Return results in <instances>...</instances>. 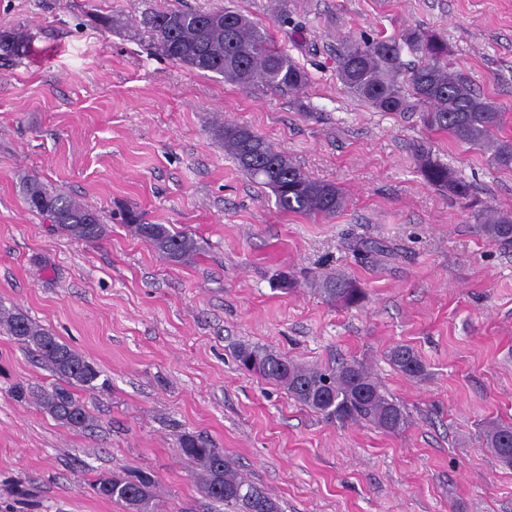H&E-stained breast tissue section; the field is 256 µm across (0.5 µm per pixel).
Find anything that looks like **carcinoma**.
Returning a JSON list of instances; mask_svg holds the SVG:
<instances>
[{
	"instance_id": "1",
	"label": "carcinoma",
	"mask_w": 512,
	"mask_h": 512,
	"mask_svg": "<svg viewBox=\"0 0 512 512\" xmlns=\"http://www.w3.org/2000/svg\"><path fill=\"white\" fill-rule=\"evenodd\" d=\"M140 24L158 54L193 70L215 73L238 85L290 93L308 84L307 73L275 46L267 30L237 10H153L142 15ZM405 51L416 57L408 68L402 59ZM447 57L448 43L443 37L408 27L386 39L345 42L337 76L349 93L376 110L408 112L417 107L428 129L483 150L493 165L512 169V140L498 137L502 112L476 92L465 75L450 69ZM214 134L243 173L272 190L281 211L331 218L344 207L345 195L338 186L306 174L249 126L222 122ZM415 156L428 184L453 197L470 195L469 185L424 145H417ZM22 190L28 208L49 217L68 238L99 239L106 234V225L92 206L48 189L37 177L25 179ZM482 226L491 241L512 246V216L495 212L485 217ZM127 229L169 262L188 261L198 250L192 236L163 224H144L135 215L130 216ZM319 293L347 306H356L365 298L356 282L343 274L327 278ZM0 325L37 352L66 383L39 392L18 385L14 397L33 398L65 427H87L89 413L72 389H96L99 372L20 309L0 308ZM236 358L242 369L280 384L298 403L332 422L364 420L385 432L398 431L406 423L402 408L356 361L325 370L309 368L272 349L251 344L239 346ZM388 358L410 378L425 374L424 364L407 345L392 347ZM485 438L498 460L512 467V426L492 425ZM177 444L182 455L195 464L201 489L209 500L230 505L234 512H281L277 501L245 480L224 456V450L202 435L184 432L178 435ZM155 488V476L145 470L102 475L93 483L97 495L116 501L127 512H149Z\"/></svg>"
}]
</instances>
